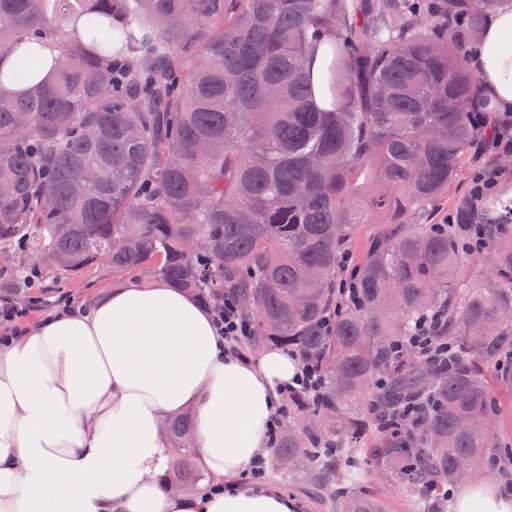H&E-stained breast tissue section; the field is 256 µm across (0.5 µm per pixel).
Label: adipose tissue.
Wrapping results in <instances>:
<instances>
[{"label": "adipose tissue", "instance_id": "adipose-tissue-1", "mask_svg": "<svg viewBox=\"0 0 512 512\" xmlns=\"http://www.w3.org/2000/svg\"><path fill=\"white\" fill-rule=\"evenodd\" d=\"M511 39L512 10L499 11L467 58L493 112L512 111ZM299 374L278 347L227 353L212 313L160 279L42 319L0 346V512H301L242 480ZM183 413L209 484L175 493L166 423ZM452 509L512 512V496L468 485Z\"/></svg>", "mask_w": 512, "mask_h": 512}]
</instances>
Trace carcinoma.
<instances>
[{"instance_id":"cac0c4a2","label":"carcinoma","mask_w":512,"mask_h":512,"mask_svg":"<svg viewBox=\"0 0 512 512\" xmlns=\"http://www.w3.org/2000/svg\"><path fill=\"white\" fill-rule=\"evenodd\" d=\"M503 2L0 0V54L59 48L51 78L22 94L0 76V249L63 252L71 275L150 273L205 305L234 292L254 343L324 376L318 397L290 398L278 468L314 477L323 449L357 447L416 402L417 419L377 427L370 456L412 496L446 492L497 447L485 370L512 347V247H498L512 201L463 206L451 224L425 214L480 132L463 43ZM330 35L339 108L322 112L308 56ZM378 216L344 302L341 258ZM474 224L490 278L459 247ZM434 315L459 337L448 364L392 353ZM189 427L168 424L169 481L195 488ZM348 512L381 507L356 496Z\"/></svg>"}]
</instances>
